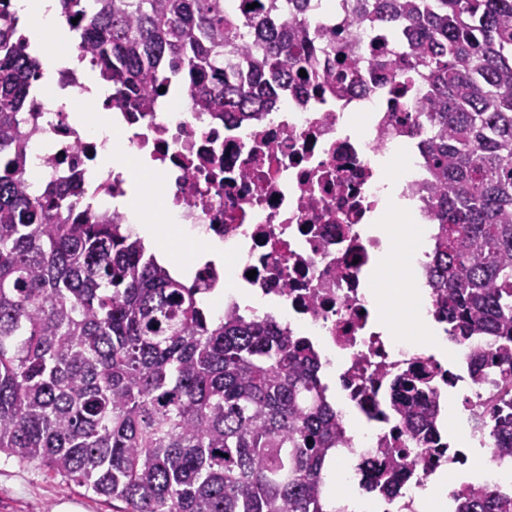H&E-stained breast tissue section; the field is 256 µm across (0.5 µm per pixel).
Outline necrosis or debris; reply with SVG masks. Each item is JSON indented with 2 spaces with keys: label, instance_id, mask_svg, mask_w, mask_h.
Instances as JSON below:
<instances>
[{
  "label": "necrosis or debris",
  "instance_id": "1",
  "mask_svg": "<svg viewBox=\"0 0 512 512\" xmlns=\"http://www.w3.org/2000/svg\"><path fill=\"white\" fill-rule=\"evenodd\" d=\"M316 20L339 50L382 59L398 48L375 27L353 20L349 0H338L335 11L318 13ZM405 82L402 73L377 70L362 88L335 90L326 80L307 96L282 97L254 121L196 111L186 90L172 85L152 111H111L123 153L173 185L181 223L224 244L230 270L210 261L193 268L201 295L228 281L225 311L271 317L289 335L322 338V365L334 357L340 361L337 415L351 454L378 464L387 448L405 447L421 458L417 472L405 475L399 495L375 499L371 512H421V491L441 473L466 465L472 447L489 453L482 485L512 490V460L485 425L489 404L501 391V374L512 369V353L486 346V361L475 372L469 362L475 342L464 339L458 343L459 365L448 368L435 353L408 351L404 341L376 331L379 313L366 299L382 251L381 240L364 232L379 202V157L416 168L404 192L417 199L421 223L435 224L421 149L432 126L413 116V101L425 92L407 98L400 91ZM58 86L65 100L56 111L33 103L37 129L31 140L50 144L38 156L44 178L79 174L83 208L108 209L114 221L125 222L114 199L144 202L150 187L98 167L101 146L76 119L89 89L71 69L61 71ZM240 291L259 293L260 306L241 305ZM402 374L417 377L438 408L449 398L460 399L467 443L444 438L435 453L411 437L386 407L388 381Z\"/></svg>",
  "mask_w": 512,
  "mask_h": 512
}]
</instances>
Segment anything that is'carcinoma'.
<instances>
[{"label": "carcinoma", "instance_id": "carcinoma-1", "mask_svg": "<svg viewBox=\"0 0 512 512\" xmlns=\"http://www.w3.org/2000/svg\"><path fill=\"white\" fill-rule=\"evenodd\" d=\"M60 0L77 49L112 100L148 112L175 82L194 107L254 120L320 73L312 0ZM393 31L386 65L415 72L436 245L428 267L451 335L512 349V0H353ZM346 83L376 62L348 55ZM307 76H299L300 70ZM29 37L0 19V454L43 468L116 512H328L325 476L342 444L312 344L271 319H215L112 217L78 214L58 182L38 195L23 167L32 91ZM405 428L430 443L438 408L394 380ZM512 455V398L487 423ZM419 467L404 448L366 473L397 494ZM456 512H512L488 489Z\"/></svg>", "mask_w": 512, "mask_h": 512}]
</instances>
